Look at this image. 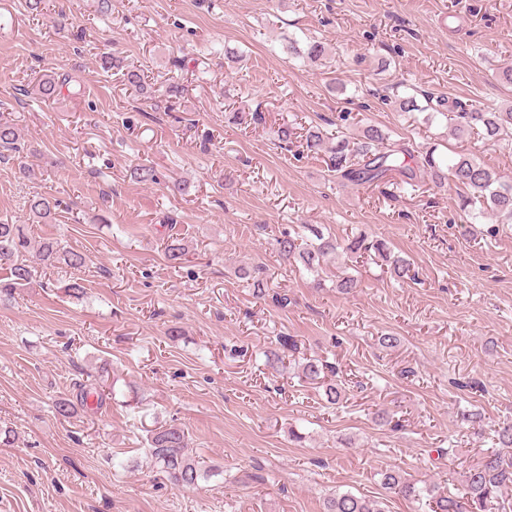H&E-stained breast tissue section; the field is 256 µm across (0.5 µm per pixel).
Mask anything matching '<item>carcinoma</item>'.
Segmentation results:
<instances>
[{
  "instance_id": "obj_1",
  "label": "carcinoma",
  "mask_w": 512,
  "mask_h": 512,
  "mask_svg": "<svg viewBox=\"0 0 512 512\" xmlns=\"http://www.w3.org/2000/svg\"><path fill=\"white\" fill-rule=\"evenodd\" d=\"M282 51L290 56L319 59L325 53V46L313 42L302 49L294 39L282 43ZM101 69L105 72H123L127 82L144 89L142 76L134 70H124L119 61L109 56L101 59ZM454 124L451 133L458 139L472 135L482 137L486 142L512 141V105L499 109H482L472 104L452 103ZM305 148L316 153L323 149V132L311 126L305 132ZM0 147L6 150L20 149V133L9 121L0 120ZM333 171L341 178L370 183L381 181L395 173L401 182L416 186L417 174L426 176L435 186L452 180L463 190L460 210L461 222L475 224L480 219L491 216L503 224L512 223V184H504L501 177L484 162L463 153L453 159L437 157L434 151L415 153L391 142L379 127L367 125L362 128L360 138L351 143L342 138L330 149ZM56 205L46 198H35L30 203V212L37 222H48L55 215ZM316 242H310L299 233L285 232L277 240L279 256L283 263L299 262L313 273L319 272L324 258L343 255L356 259L370 250H375L383 260L390 263V272L399 279L409 276V260L396 257L382 243H368L364 236L353 237L340 243L332 237L312 230ZM34 252V260L25 254ZM186 255V244L175 239L165 247L169 264H181ZM87 258L82 252L66 250L51 238H45L32 245L31 239L18 224L0 223V269L8 270L0 277V300H8L20 289L36 281L38 266L45 268L70 269L78 271L86 266ZM328 365L319 360H309L301 365V375L305 380L317 383L323 379ZM149 454L152 463L162 469L179 485L191 487L201 477L199 462L190 457L186 448L189 439L184 430L170 426L160 429L148 438ZM466 493L459 497L449 491L419 487L396 471L383 474V488L407 499L420 500L424 497L431 502V512H487L488 504L512 488V458L507 459L498 452H490L477 464L464 472ZM325 512H384L381 502L375 499L358 497L350 492L336 493L326 501Z\"/></svg>"
}]
</instances>
